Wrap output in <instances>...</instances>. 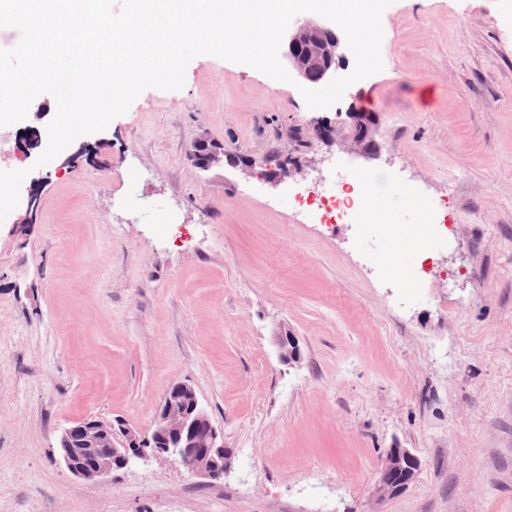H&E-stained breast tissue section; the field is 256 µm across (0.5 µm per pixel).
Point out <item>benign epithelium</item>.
<instances>
[{
  "mask_svg": "<svg viewBox=\"0 0 512 512\" xmlns=\"http://www.w3.org/2000/svg\"><path fill=\"white\" fill-rule=\"evenodd\" d=\"M342 37L331 24L306 21L285 33L283 57L306 82L320 86L336 77L341 67ZM378 119L368 110L353 109L345 118L316 123L319 138L336 142L350 153L373 158L378 156ZM194 166L206 171L224 163V146L207 138L197 139L189 152ZM281 359L288 364L301 360L297 337L286 330L278 337ZM58 453L65 467L75 476L100 483L113 471L135 460L166 455L176 459L191 473L219 479L231 466L232 453L224 447L223 433L213 424L195 389L174 382L158 407L153 430L140 437L124 426L88 418L61 434ZM421 462L407 448L395 445L388 449L379 471L377 491L391 497L405 490L415 479Z\"/></svg>",
  "mask_w": 512,
  "mask_h": 512,
  "instance_id": "7a95c632",
  "label": "benign epithelium"
}]
</instances>
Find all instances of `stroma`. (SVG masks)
Instances as JSON below:
<instances>
[{"label":"stroma","mask_w":512,"mask_h":512,"mask_svg":"<svg viewBox=\"0 0 512 512\" xmlns=\"http://www.w3.org/2000/svg\"><path fill=\"white\" fill-rule=\"evenodd\" d=\"M381 24L382 70L335 106L203 55L48 164L43 142L0 159L40 181L0 223V512H512V9L394 0ZM354 108L376 159L314 135ZM203 136L227 151L208 171ZM340 170L398 237L444 212L457 244L392 277L379 231L295 206ZM175 381L224 434L223 478L158 456L97 485L60 462L89 417L149 435ZM396 443L421 468L381 501ZM194 166L206 171L224 163V145H216L207 138L197 139L189 152Z\"/></svg>","instance_id":"1"}]
</instances>
